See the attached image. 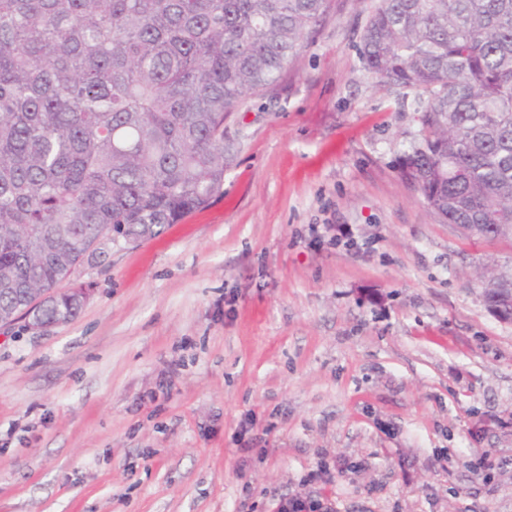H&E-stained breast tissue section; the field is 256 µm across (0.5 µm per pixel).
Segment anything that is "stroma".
<instances>
[{
    "label": "stroma",
    "instance_id": "stroma-1",
    "mask_svg": "<svg viewBox=\"0 0 512 512\" xmlns=\"http://www.w3.org/2000/svg\"><path fill=\"white\" fill-rule=\"evenodd\" d=\"M369 6L226 115L223 194L85 257L75 320L0 327V512H512V324L477 275L512 245L402 176L421 125L359 61ZM277 512H335L332 504L311 497H280Z\"/></svg>",
    "mask_w": 512,
    "mask_h": 512
}]
</instances>
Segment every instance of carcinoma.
<instances>
[{
  "label": "carcinoma",
  "mask_w": 512,
  "mask_h": 512,
  "mask_svg": "<svg viewBox=\"0 0 512 512\" xmlns=\"http://www.w3.org/2000/svg\"><path fill=\"white\" fill-rule=\"evenodd\" d=\"M331 0H0V311L112 230L138 241L223 192L224 117L273 86ZM363 69L416 94L403 177L467 239L512 233V0H376ZM80 307L50 297L45 321Z\"/></svg>",
  "instance_id": "obj_1"
}]
</instances>
